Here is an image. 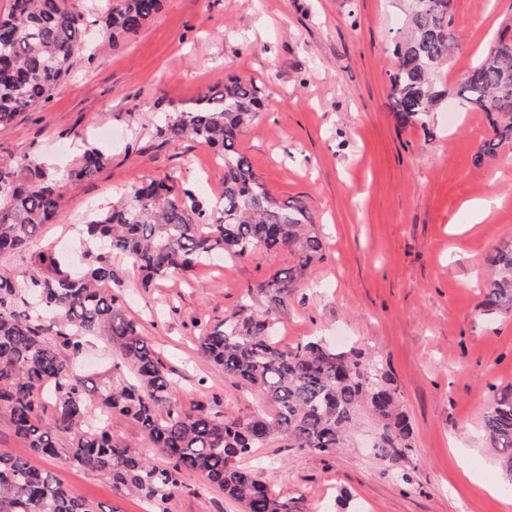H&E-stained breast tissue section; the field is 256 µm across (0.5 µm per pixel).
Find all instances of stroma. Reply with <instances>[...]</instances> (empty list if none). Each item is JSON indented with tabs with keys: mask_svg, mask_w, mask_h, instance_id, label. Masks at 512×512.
Listing matches in <instances>:
<instances>
[{
	"mask_svg": "<svg viewBox=\"0 0 512 512\" xmlns=\"http://www.w3.org/2000/svg\"><path fill=\"white\" fill-rule=\"evenodd\" d=\"M403 22L400 0H163L136 36L96 41L45 110L21 113L0 133V158L63 169L94 145L112 160L63 187L61 221L23 252L0 256V273L26 279L50 244L72 260L92 210L134 183L175 174L203 202L217 198L222 174L208 146L167 142L156 126L161 113L187 109L225 77L251 78L265 106L237 147L277 198L310 208L325 241L323 259L288 300L278 338L361 348L397 389L415 439L405 459H378L377 424L366 416L331 455L276 440L258 451L267 485L296 499L299 512H512L500 456L481 433L484 408L512 388V314L483 309L486 260L512 238V145L479 158L492 130L481 112L462 107L423 127L398 124L388 73ZM511 25L512 0H454L459 47L441 65L448 87ZM487 197L500 202L487 217L467 210ZM289 261L285 251L223 257L190 278L146 287L113 258L125 311L169 367L180 407L272 412L261 392L200 355L198 326L229 316L246 285ZM116 361L101 336L73 366L99 381L117 372ZM117 373L133 378L128 368ZM0 449L52 471L100 512L149 508L97 472L33 456L1 415ZM183 480L188 489L169 512H241L196 474Z\"/></svg>",
	"mask_w": 512,
	"mask_h": 512,
	"instance_id": "stroma-1",
	"label": "stroma"
}]
</instances>
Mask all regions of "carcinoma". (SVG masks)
Here are the masks:
<instances>
[{"label": "carcinoma", "instance_id": "carcinoma-1", "mask_svg": "<svg viewBox=\"0 0 512 512\" xmlns=\"http://www.w3.org/2000/svg\"><path fill=\"white\" fill-rule=\"evenodd\" d=\"M161 0H107L93 20L69 0H10L0 20V131L16 117L44 106L89 46V27L113 40L131 37L160 10ZM454 0H418L395 38L389 72L393 113L402 125L425 123L447 97L485 113L492 138L483 154L512 145V36L503 32L466 72L453 92L437 82L442 61L457 46ZM263 107L260 88L231 76L204 90L193 107L165 113L156 127L168 142L189 137L213 148L223 171V193L211 205L189 184L166 175L134 183L117 201L96 208L86 225L83 260L66 265L50 249L34 256L23 283L0 273V413L17 438L39 457L59 456L98 472L117 492L140 495L155 512L195 473L205 485L240 502L244 512H296L270 490L262 474L239 464L279 439L286 448L320 455L344 446L361 410L380 430L375 456L395 462L413 448V431L399 398L373 363L352 348L338 351L320 340L283 346L276 325L298 280L323 259L308 206L280 200L255 172L237 142ZM90 146L68 170L29 158L0 160V255L23 251L60 213L61 187L81 183L108 162ZM288 251L294 260L247 285L238 308L203 328L199 351L224 374L259 390L275 412L224 415L201 407L182 410L167 365L141 335L116 281L112 253L127 258L146 285L183 276L213 254L245 260L255 251ZM484 306L512 311V240L493 248ZM262 301V308L255 307ZM105 336L136 383L81 377L71 360L88 338ZM123 416L136 424L164 463H153L112 438L105 421ZM493 448L500 449L512 487V390L495 397L482 416ZM67 434L59 443L58 434ZM0 512H98L70 494L48 470L0 450Z\"/></svg>", "mask_w": 512, "mask_h": 512}]
</instances>
